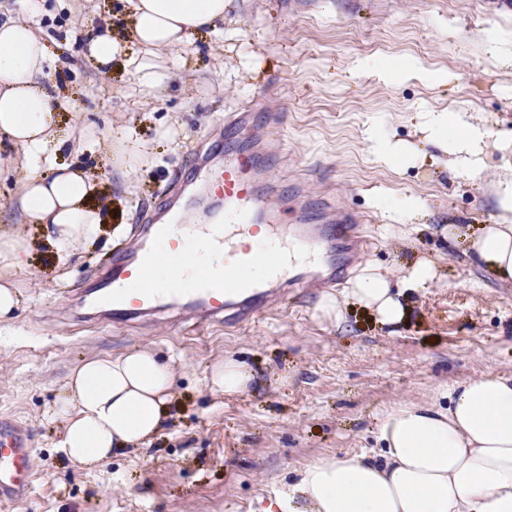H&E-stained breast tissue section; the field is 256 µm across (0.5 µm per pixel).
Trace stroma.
Returning <instances> with one entry per match:
<instances>
[{"mask_svg": "<svg viewBox=\"0 0 512 512\" xmlns=\"http://www.w3.org/2000/svg\"><path fill=\"white\" fill-rule=\"evenodd\" d=\"M45 5L29 21L56 60L57 119L94 125L101 137L57 161L99 168L106 225L141 230L198 148L223 137L244 150L262 139L285 156L273 169L281 187L303 181L311 196L364 216L370 247L349 278L373 271L398 287L417 259L434 262L438 278L407 291L410 313L394 333L351 301L340 323L319 318L324 292L316 288L230 330L85 321L73 303L127 240L104 238L60 263L43 226L19 223L11 208L28 176L17 170L0 181V222L38 245L15 276V316L0 324V422L26 430L35 477L28 498L0 512H263L309 462L376 447L388 410L429 401L451 383L512 373V282L468 255L479 227L498 220L497 181L512 174V155L497 143L512 134V56L483 40L490 28L512 39V0H230L223 31L196 34L177 50L178 67L150 96L121 63L104 75L82 57L90 38L124 31L126 0ZM369 58L412 63L420 75L357 71ZM440 74L448 83H437ZM250 105V129L225 132V115ZM271 108L284 113L283 126L265 125ZM430 110L466 112L490 130L480 179L457 176L425 140L420 125ZM377 123L416 151L415 165L375 159L368 131ZM119 129L147 147L127 174L102 161L104 137ZM390 195L418 196L425 208L400 222L379 205ZM137 348L175 370L161 430L97 469L73 465L48 409L77 364ZM224 357L252 376L233 396L205 384Z\"/></svg>", "mask_w": 512, "mask_h": 512, "instance_id": "35a3bbf8", "label": "stroma"}]
</instances>
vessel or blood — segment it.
Instances as JSON below:
<instances>
[{
	"mask_svg": "<svg viewBox=\"0 0 512 512\" xmlns=\"http://www.w3.org/2000/svg\"><path fill=\"white\" fill-rule=\"evenodd\" d=\"M275 156L266 147L225 152L213 165L210 152H197L191 175L210 206L187 220L189 202L171 196L155 223L146 225L128 249L99 275L89 293L108 304V316L124 323L174 309L198 326L239 325L270 312L294 288H333L346 267L365 253L369 240L361 216L323 202L317 224H287L272 207L277 185L269 177ZM199 249L249 267L257 251L275 259L250 280H225L220 274L181 275L168 287L159 274L158 256ZM27 435L19 426L0 424V504L26 498L34 471Z\"/></svg>",
	"mask_w": 512,
	"mask_h": 512,
	"instance_id": "vessel-or-blood-1",
	"label": "vessel or blood"
}]
</instances>
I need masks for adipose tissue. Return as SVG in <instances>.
Wrapping results in <instances>:
<instances>
[{"label":"adipose tissue","mask_w":512,"mask_h":512,"mask_svg":"<svg viewBox=\"0 0 512 512\" xmlns=\"http://www.w3.org/2000/svg\"><path fill=\"white\" fill-rule=\"evenodd\" d=\"M44 0H16L0 19V141L28 170L15 204L29 223L45 225L64 254L97 241L104 232L100 184L93 171L59 166L62 151L82 152L97 138L83 126L59 135L52 123L54 62L28 17ZM227 0H128L131 36L91 39L85 54L98 67L124 62L144 91L163 80L170 53L201 29H220ZM138 51H129L128 40ZM422 131L447 155L459 174L474 180L484 171L490 133L463 112H428ZM50 175H43V168ZM500 213L472 244L475 263L512 281V178L496 188ZM36 244L0 225V319L19 305L14 275L25 268ZM349 295L379 324L394 328L408 308L401 293L379 274L359 277ZM173 369L141 349L79 364L65 397L52 414L64 423L59 448L69 461L91 467L116 449L144 444L160 428L170 399ZM379 457L322 458L306 465L296 485L304 508L279 501L280 512H512V374L488 375L445 386L437 401L389 411L378 428Z\"/></svg>","instance_id":"ef3b65f1"}]
</instances>
